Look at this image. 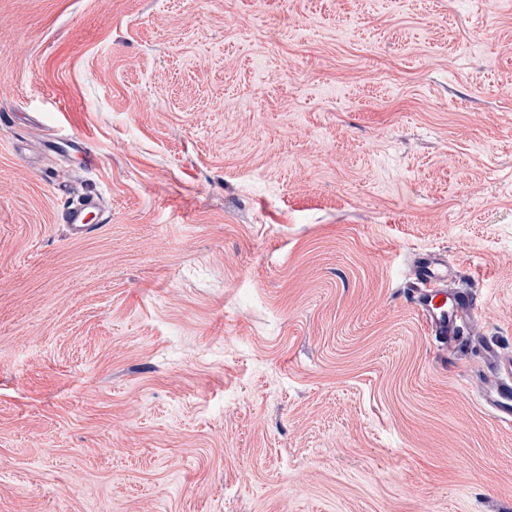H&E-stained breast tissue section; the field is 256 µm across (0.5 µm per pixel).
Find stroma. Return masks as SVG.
Returning <instances> with one entry per match:
<instances>
[{
    "mask_svg": "<svg viewBox=\"0 0 512 512\" xmlns=\"http://www.w3.org/2000/svg\"><path fill=\"white\" fill-rule=\"evenodd\" d=\"M432 251L512 353V0H0V512H512ZM99 211V202L94 197H84L70 204L62 214L70 235L75 238L85 237L99 229V224H89L90 216ZM448 261L421 255L411 265L414 282L411 303L430 336L447 348L465 332L476 333L480 304L478 294L448 282Z\"/></svg>",
    "mask_w": 512,
    "mask_h": 512,
    "instance_id": "stroma-1",
    "label": "stroma"
}]
</instances>
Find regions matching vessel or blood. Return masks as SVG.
Instances as JSON below:
<instances>
[{
	"label": "vessel or blood",
	"instance_id": "vessel-or-blood-1",
	"mask_svg": "<svg viewBox=\"0 0 512 512\" xmlns=\"http://www.w3.org/2000/svg\"><path fill=\"white\" fill-rule=\"evenodd\" d=\"M99 203L87 196L70 204L62 214L71 236L81 238L95 230L91 215ZM448 262L440 257L423 255L411 266L414 281L411 303L434 340L449 344L463 334H474L480 304L475 291L453 287L448 281ZM490 367L481 383L479 394L495 420L512 426V357L502 354L497 345L485 343Z\"/></svg>",
	"mask_w": 512,
	"mask_h": 512
}]
</instances>
